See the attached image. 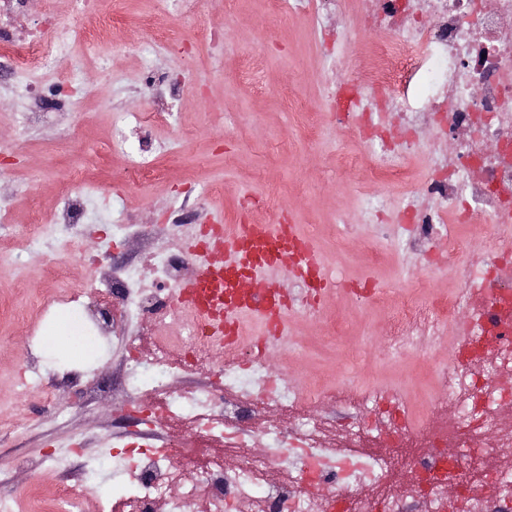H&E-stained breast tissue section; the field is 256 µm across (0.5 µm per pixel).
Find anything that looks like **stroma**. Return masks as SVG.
<instances>
[{"label":"stroma","mask_w":512,"mask_h":512,"mask_svg":"<svg viewBox=\"0 0 512 512\" xmlns=\"http://www.w3.org/2000/svg\"><path fill=\"white\" fill-rule=\"evenodd\" d=\"M200 2L188 12L179 0L162 8L155 0H111L108 40L75 38L66 55L30 74L35 83L67 73L97 85L74 110L50 113L45 123L29 129L15 123L14 113L26 104L0 89V203L13 209L11 223L0 225V464L15 466L11 479L0 482V499H11L15 512H27L28 491L54 499L59 483L76 481L87 461L125 442L170 436L194 444L188 429L150 428L127 412L125 355L111 328L96 333L101 356L95 361L54 358L44 343L68 289L111 290L113 269L143 260L146 240L128 225L167 236L166 214L188 197L203 196L204 203L191 224L171 233L182 241L195 225L234 224L245 215L256 224L289 215L313 234L337 286L322 299L317 318L292 314L289 344L270 345L267 357L291 386L321 377L331 394L320 411L331 424L349 428L363 420L337 402L333 389L380 384L425 403L436 396L435 370L451 359L444 344L402 359L386 353L389 303L410 285L424 301L453 282L447 270L422 260L405 225L371 224L364 216L363 198L376 194L397 211L409 188L418 187L422 162L408 161L405 184L373 182L365 172L340 167L362 145L326 108L332 74L339 68L355 77L368 69L374 37L356 0H345L324 27L312 10L271 0H233L229 7L224 0ZM205 28L220 30L221 39L197 43ZM158 29L166 42L155 41ZM147 65L181 89L165 102L170 120L153 132L166 170L155 182L133 169L135 140L118 141L137 113L153 107L140 87ZM75 174L82 177L85 223L64 235L49 221L37 241H28L30 197L54 209ZM372 246L384 252L381 262L369 260ZM92 251L98 263L89 262ZM52 259L67 262L68 280L45 278ZM365 280L386 290L387 304L350 292ZM35 373L53 393V406L27 392ZM75 440L81 448L65 464L46 457V449L64 450Z\"/></svg>","instance_id":"1"}]
</instances>
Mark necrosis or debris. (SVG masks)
Listing matches in <instances>:
<instances>
[{
	"label": "necrosis or debris",
	"instance_id": "4bbe7bcc",
	"mask_svg": "<svg viewBox=\"0 0 512 512\" xmlns=\"http://www.w3.org/2000/svg\"><path fill=\"white\" fill-rule=\"evenodd\" d=\"M362 18L381 32L372 41V66L357 78L336 76L333 96L341 124L359 130L366 156L350 167L372 178L404 180L402 159L427 155L422 192L430 207L408 197L397 221L429 243L440 225L471 224L484 232L480 250L449 238L459 289L426 304L394 306L387 347L399 357L454 334L455 353L438 379L439 400L420 409L392 390L369 385L340 390L336 399L374 414L377 425L336 429L321 416L324 389L303 391L272 375L256 336L226 343L191 303L174 291L198 260L208 232L197 229L190 244L152 251L147 273L155 285L123 296L112 334L126 352L132 407L148 423H186L195 437L223 446V457L185 468L175 440L161 445L132 441L113 449L123 486L114 499L123 512H326L327 495L339 492V512H405L407 502L425 512H495L492 502H512V285L501 272L512 266V0H370ZM29 0H0V50L10 74L20 78L59 56L68 30L55 23L52 7L41 29L19 37L14 20L27 17ZM478 96H471V89ZM394 114L400 140L388 141L384 118ZM163 110L140 114L134 127L145 179L161 176L152 161V129ZM432 129L453 142L438 154L422 134ZM373 165H365V158ZM135 320L150 327L179 323L177 347L144 345L127 335ZM497 339L487 348L486 337ZM224 355L208 388L172 391L175 372L198 370L212 352ZM453 417H446L445 407ZM480 446L471 470L448 457L447 440ZM429 441L426 454L399 456L410 443ZM276 447L260 455L258 442Z\"/></svg>",
	"mask_w": 512,
	"mask_h": 512
}]
</instances>
